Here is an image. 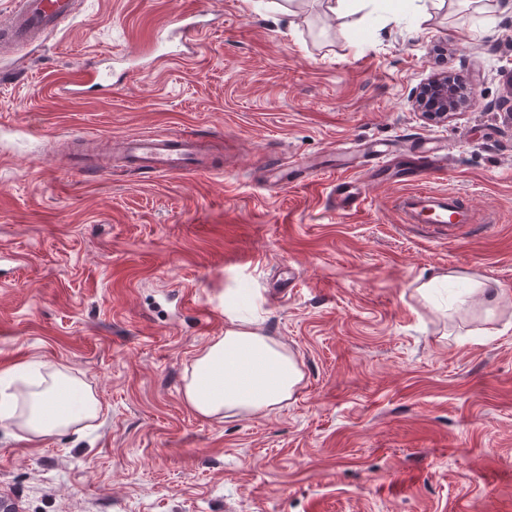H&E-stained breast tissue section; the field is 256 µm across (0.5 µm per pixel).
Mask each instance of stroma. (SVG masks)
Masks as SVG:
<instances>
[{"label": "stroma", "instance_id": "35a3bbf8", "mask_svg": "<svg viewBox=\"0 0 512 512\" xmlns=\"http://www.w3.org/2000/svg\"><path fill=\"white\" fill-rule=\"evenodd\" d=\"M292 9L81 0L40 47L0 52V373L64 367L102 404L94 428L37 445L0 423L11 512H512V17L467 0ZM183 12L203 15L193 57L154 69L145 41ZM92 63L115 66L110 96L58 91ZM448 70L470 94L426 121L409 96ZM175 130L203 135L217 171L67 159L86 138ZM421 138L448 146L430 187L495 223L441 240L399 219L412 180L348 170L367 202L339 216L328 176L266 172ZM233 317L303 378L287 403L207 420L184 369ZM317 168L310 165H296L294 162L289 165L278 163L275 167L274 171V180L273 184L278 185L284 183L288 185V183H293L299 177L309 174L315 171Z\"/></svg>", "mask_w": 512, "mask_h": 512}]
</instances>
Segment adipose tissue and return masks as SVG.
Instances as JSON below:
<instances>
[{"label": "adipose tissue", "mask_w": 512, "mask_h": 512, "mask_svg": "<svg viewBox=\"0 0 512 512\" xmlns=\"http://www.w3.org/2000/svg\"><path fill=\"white\" fill-rule=\"evenodd\" d=\"M301 379L282 344L233 318L186 368L183 400L205 419L255 414L287 402ZM100 411L92 386L69 370L34 362L0 374V420L14 424L30 443L79 431Z\"/></svg>", "instance_id": "obj_1"}]
</instances>
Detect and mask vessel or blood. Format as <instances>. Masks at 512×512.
<instances>
[{
  "label": "vessel or blood",
  "mask_w": 512,
  "mask_h": 512,
  "mask_svg": "<svg viewBox=\"0 0 512 512\" xmlns=\"http://www.w3.org/2000/svg\"><path fill=\"white\" fill-rule=\"evenodd\" d=\"M74 11L75 0H13L11 11L0 18V46L35 44L57 30ZM124 148L129 168L142 173L183 175L207 173L212 169V160L194 133L168 131L138 135L128 139ZM366 153L373 162L370 177L378 183L392 181L396 157L415 161V179L420 187L397 202L403 223L425 225L437 237L445 239L455 237L462 225L480 223V216L461 197H445L424 186L428 178L445 172L448 167V153L443 144L419 142L406 146L397 141H377ZM329 202L341 214L358 210L364 202L363 182L336 179L330 185Z\"/></svg>",
  "instance_id": "obj_1"
}]
</instances>
